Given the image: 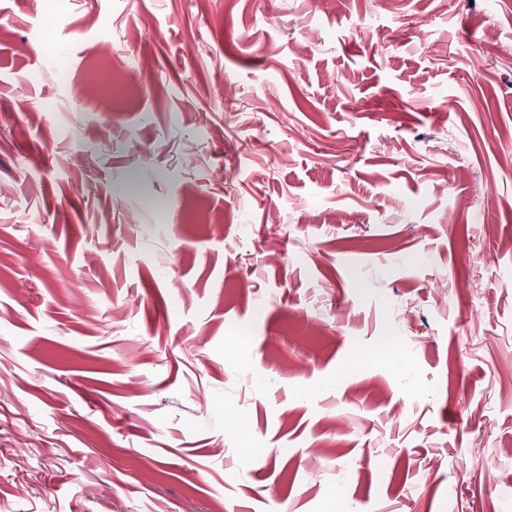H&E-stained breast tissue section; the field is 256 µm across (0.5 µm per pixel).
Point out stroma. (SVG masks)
I'll return each instance as SVG.
<instances>
[{
    "mask_svg": "<svg viewBox=\"0 0 512 512\" xmlns=\"http://www.w3.org/2000/svg\"><path fill=\"white\" fill-rule=\"evenodd\" d=\"M41 2L0 512H512V0ZM88 82L106 99L116 106H124L128 102L126 95L120 93L122 78L115 72H109L107 66L100 62L90 71Z\"/></svg>",
    "mask_w": 512,
    "mask_h": 512,
    "instance_id": "stroma-1",
    "label": "stroma"
}]
</instances>
